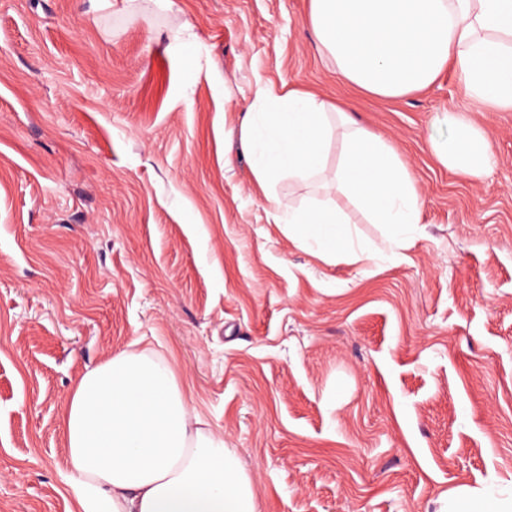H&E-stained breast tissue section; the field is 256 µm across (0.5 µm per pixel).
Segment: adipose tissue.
<instances>
[{
  "label": "adipose tissue",
  "instance_id": "obj_1",
  "mask_svg": "<svg viewBox=\"0 0 512 512\" xmlns=\"http://www.w3.org/2000/svg\"><path fill=\"white\" fill-rule=\"evenodd\" d=\"M307 22L349 86L392 98L431 85L453 68L467 94L490 112L512 111V0H309ZM333 103L310 92L259 88L240 123L256 180H282L343 193L401 247L420 199L394 149L358 125L342 128L343 165L324 153ZM453 134L435 145L440 161L476 174L490 163L484 132L447 113ZM288 237L326 256L354 253L352 231L334 207L289 210ZM171 361L152 349L123 350L88 369L70 391L62 428L60 480L73 512H258L253 479L223 433L202 432Z\"/></svg>",
  "mask_w": 512,
  "mask_h": 512
}]
</instances>
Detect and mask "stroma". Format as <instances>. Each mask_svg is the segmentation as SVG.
Listing matches in <instances>:
<instances>
[{
    "instance_id": "obj_1",
    "label": "stroma",
    "mask_w": 512,
    "mask_h": 512,
    "mask_svg": "<svg viewBox=\"0 0 512 512\" xmlns=\"http://www.w3.org/2000/svg\"><path fill=\"white\" fill-rule=\"evenodd\" d=\"M308 0H0V512H68L74 383L143 340L223 432L260 512H442L512 493V112L453 70L344 85ZM338 102L394 147L420 219L399 255L328 258L238 142L259 85ZM494 164L448 169L443 111ZM358 249L388 236L344 195ZM451 512H511L512 500L506 501L491 493L473 496L466 490L456 489L448 494Z\"/></svg>"
}]
</instances>
